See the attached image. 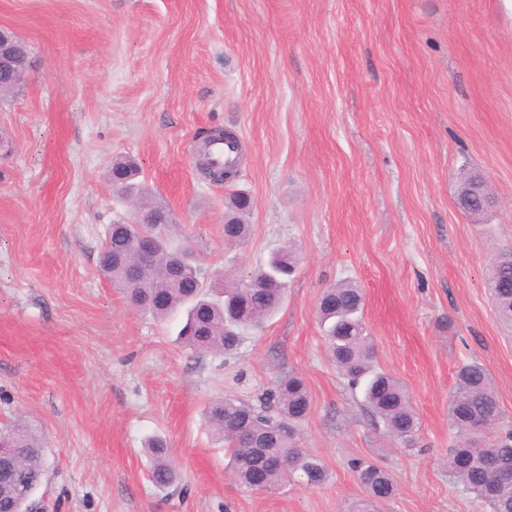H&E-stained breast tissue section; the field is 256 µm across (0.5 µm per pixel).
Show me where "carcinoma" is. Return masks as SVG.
Returning <instances> with one entry per match:
<instances>
[{"label":"carcinoma","mask_w":512,"mask_h":512,"mask_svg":"<svg viewBox=\"0 0 512 512\" xmlns=\"http://www.w3.org/2000/svg\"><path fill=\"white\" fill-rule=\"evenodd\" d=\"M137 166L125 157L112 160L115 189L133 196L148 216L167 213L166 204L150 190L136 187ZM478 176L463 179L457 202L468 212L479 214L488 204L477 188ZM141 224L112 225V234L102 249L101 265L112 271V284L122 290L136 308L157 319L183 312L186 321L180 339L196 352L230 355L238 349L243 332L259 329L281 308L287 289L264 285L266 281L288 283L298 258L288 247L273 253L266 265L250 275L228 280L219 290L205 289L197 265L187 261L189 248H175L170 234L160 238L144 235ZM248 225H224V239L236 243L246 238ZM145 247L152 267L142 273L134 254ZM488 291L497 317L512 333V261H492ZM362 294L343 282L323 292L318 316L325 328L329 351L351 388L361 392L375 424L392 439L409 442L419 429L416 412L405 386L376 366L374 346L360 311ZM309 396L303 380L295 374L280 379L259 404L225 397L211 402L205 422L211 433L224 441L230 466L238 481L248 488L273 489L296 477L308 487L329 481V471L315 455L300 446L298 428L307 418ZM501 409L485 366L477 361L462 364L448 401V425L453 445L448 452V480L462 485L486 503L490 512H512V428L497 434ZM0 438L17 448L16 469L0 465V508L5 512H27L36 499L44 468V448L36 431L24 424L0 430ZM151 477L160 488L174 484L177 475L168 445L161 438L147 444ZM353 469L366 490L354 512H379L377 505L395 491L390 473L372 463L353 462Z\"/></svg>","instance_id":"carcinoma-1"}]
</instances>
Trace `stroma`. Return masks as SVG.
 Listing matches in <instances>:
<instances>
[{
    "mask_svg": "<svg viewBox=\"0 0 512 512\" xmlns=\"http://www.w3.org/2000/svg\"><path fill=\"white\" fill-rule=\"evenodd\" d=\"M0 28L33 59L0 98V428L45 438L43 512H352L355 459L394 479L381 512H488L448 481V399L479 361L512 427V338L486 284L512 246V0H0ZM217 128L241 144L225 183L197 161ZM120 155L205 284L299 254L283 307L234 354L182 347L179 316L131 308L100 275L108 226L131 215ZM469 172L496 197L480 218L456 202ZM243 191L249 232L229 245L224 200ZM345 280L410 393L412 442L387 438L332 360L316 304ZM291 373L310 396L301 445L331 479L247 490L202 413ZM152 436L179 485L153 484ZM137 166L133 161L125 157H116L112 160L111 175L112 184L115 189L125 195L136 193L133 200L138 203L141 210L147 215L166 214V204L155 196L150 190L137 188L133 179L138 174Z\"/></svg>",
    "mask_w": 512,
    "mask_h": 512,
    "instance_id": "stroma-1",
    "label": "stroma"
}]
</instances>
